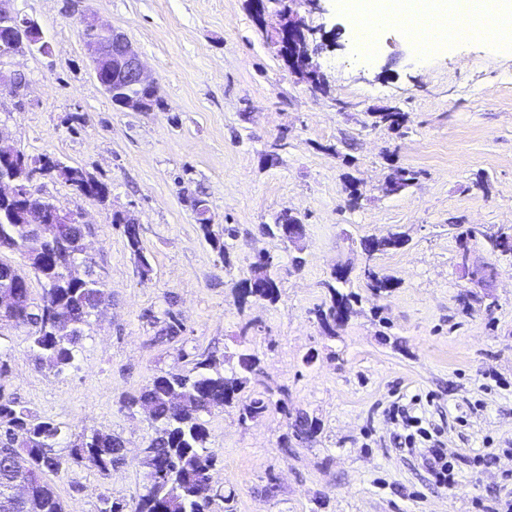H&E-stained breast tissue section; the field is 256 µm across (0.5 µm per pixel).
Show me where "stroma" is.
Returning a JSON list of instances; mask_svg holds the SVG:
<instances>
[{"mask_svg": "<svg viewBox=\"0 0 512 512\" xmlns=\"http://www.w3.org/2000/svg\"><path fill=\"white\" fill-rule=\"evenodd\" d=\"M51 45L24 53L18 94L0 91V135L27 156L83 168L107 201L56 175L33 187L57 207L82 213L108 300L90 318L73 368L59 373L32 351V328L0 323V394L59 425L68 455L82 432L121 437L124 464L101 475L72 466L48 474L66 512H99L103 500L141 493L148 412L125 400L153 376L192 371L200 356L258 353L285 386V407L240 423L239 408L205 416L218 454L212 484L221 512H507L512 504V255L475 245L495 266L488 308L472 301L459 272L456 236L512 225V46L483 39L484 15L468 38L421 55L404 22L385 27L369 54L353 40L337 0L309 27L340 25L341 46L317 62L327 87L292 73L274 42L281 0H15ZM122 31L158 79L162 108L112 104L92 72L79 16ZM401 112L388 127L379 113ZM416 171L385 190L392 169ZM358 201H351V190ZM208 208L204 235L194 199ZM122 210L140 226L134 254ZM288 212L305 235L294 245L266 234ZM235 228L228 237L227 228ZM405 233L406 246L366 257L361 241ZM227 252L219 254L216 245ZM274 258L277 303L236 302L235 285L258 255ZM151 272L141 277L138 256ZM302 256L295 266L294 256ZM397 288L373 295L365 263ZM349 264L359 297L335 336L313 314L333 267ZM183 325L158 341L168 317ZM422 402L454 470L436 484L418 449L387 410ZM316 419L312 442L294 439L298 414Z\"/></svg>", "mask_w": 512, "mask_h": 512, "instance_id": "obj_1", "label": "stroma"}]
</instances>
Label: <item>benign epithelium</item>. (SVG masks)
Masks as SVG:
<instances>
[{
    "instance_id": "7a95c632",
    "label": "benign epithelium",
    "mask_w": 512,
    "mask_h": 512,
    "mask_svg": "<svg viewBox=\"0 0 512 512\" xmlns=\"http://www.w3.org/2000/svg\"><path fill=\"white\" fill-rule=\"evenodd\" d=\"M14 0H0V42L5 47L0 49V62L18 53L33 52L37 44H42L41 53L51 50L49 42L44 40L42 31L34 19L20 15L13 6ZM295 11L288 10V18L278 30L281 38V54L288 59V66L298 73L315 90L325 87L326 81L315 58L326 48L336 45L327 33L316 36V30L293 19ZM81 30L101 31L106 35L103 40H83L85 50L92 63L96 80L108 97H113L117 90L124 91L118 106L137 112H148V99L142 91L157 87L155 80L148 73L138 50L122 32L100 24L94 17L84 15L79 19ZM13 166L34 170L30 179L34 180L41 172L36 170L30 158L21 152L0 144V167ZM29 196L15 179L0 177V197L8 201H23ZM27 223L43 230L54 224H68L71 220L85 223L80 213L58 211L50 215L30 206L25 209ZM479 264L471 259V249H466L459 262L462 278L469 284L484 288L489 279L478 272ZM0 307L9 302L10 289L28 288L30 283L16 267L9 263H0Z\"/></svg>"
}]
</instances>
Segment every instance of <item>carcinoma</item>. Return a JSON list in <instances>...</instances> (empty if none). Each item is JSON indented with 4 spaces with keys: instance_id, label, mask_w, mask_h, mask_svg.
<instances>
[{
    "instance_id": "cac0c4a2",
    "label": "carcinoma",
    "mask_w": 512,
    "mask_h": 512,
    "mask_svg": "<svg viewBox=\"0 0 512 512\" xmlns=\"http://www.w3.org/2000/svg\"><path fill=\"white\" fill-rule=\"evenodd\" d=\"M415 179L416 172L397 167L387 178L386 190L399 191ZM34 233V227L19 220L0 222V243L22 256L26 255ZM123 234L139 258L140 275L147 276L151 267L142 254L139 226L125 224ZM483 239L492 254L512 252V231L485 234ZM406 242L405 236L396 232L381 238H365L361 245L373 255ZM43 249L42 258L33 262L43 285L42 303L31 302L29 289L21 288L8 317L17 324L35 327L32 340L38 359L61 373L73 365L84 327L105 300L106 289L98 279L77 280L69 273V266L75 261L93 265L92 258L84 253L83 235L76 225H59L43 243ZM363 279L366 287L376 293H388L398 286L393 277L372 267L363 272ZM347 282L333 271L324 283L328 300L315 308L314 314L326 336H336V330L348 321L353 304L358 302L356 294L339 290V285ZM235 288L243 303L251 298L274 303L279 298L278 283L261 258ZM250 383L259 392L243 402L240 394ZM285 393L283 386L268 379L259 357L246 349L237 354L236 366L228 373L217 369L208 356L197 361L187 374L167 372L153 377L127 401L130 406L150 404L151 418L156 423V436L145 460L143 492L129 505L114 502L100 512H213L215 502L224 496L202 490V482L210 476L217 454L207 447L208 432L199 415L222 411L236 403L239 420L245 423L267 412L273 396ZM61 437L59 426L38 420L14 400L0 396V512H65L54 487L45 480V473L65 472L76 463L106 475L124 462V442L118 436L99 430L84 433L73 443L66 458L53 452ZM17 454L24 456L38 475L37 485L26 500H17L8 491Z\"/></svg>"
}]
</instances>
